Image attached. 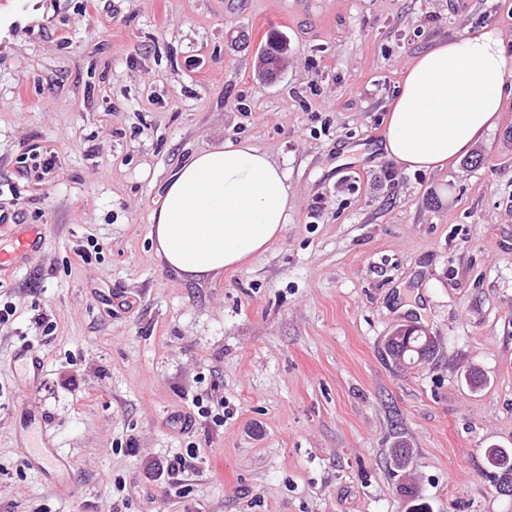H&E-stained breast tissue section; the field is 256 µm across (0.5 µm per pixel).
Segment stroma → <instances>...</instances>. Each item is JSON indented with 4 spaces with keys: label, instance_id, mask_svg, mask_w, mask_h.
I'll return each instance as SVG.
<instances>
[{
    "label": "stroma",
    "instance_id": "35a3bbf8",
    "mask_svg": "<svg viewBox=\"0 0 512 512\" xmlns=\"http://www.w3.org/2000/svg\"><path fill=\"white\" fill-rule=\"evenodd\" d=\"M510 27L512 0H0V208L48 230L0 272V512H512L486 456L512 448V41L481 164L381 149L417 55ZM241 138L286 172L288 222L244 267L177 276L149 238L160 189ZM33 142L51 185L21 165ZM401 323L432 361L386 364ZM24 344L34 390L10 373ZM30 407L67 472L31 468ZM39 149L38 144H32L29 146L28 153H30L31 160L34 161L32 168L37 173V178L45 180L56 171L57 156L53 152H43ZM13 362L19 369L26 371L25 382L29 387L32 388L38 384L42 367L41 362L35 355L32 347L29 345H22L18 350H16Z\"/></svg>",
    "mask_w": 512,
    "mask_h": 512
}]
</instances>
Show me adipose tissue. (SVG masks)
<instances>
[{
    "mask_svg": "<svg viewBox=\"0 0 512 512\" xmlns=\"http://www.w3.org/2000/svg\"><path fill=\"white\" fill-rule=\"evenodd\" d=\"M500 32L442 43L413 59L385 118L386 156L433 172L468 155L498 121L507 87ZM288 177L249 140L193 155L166 181L150 215L160 262L180 276L219 275L266 251L288 220Z\"/></svg>",
    "mask_w": 512,
    "mask_h": 512,
    "instance_id": "adipose-tissue-1",
    "label": "adipose tissue"
}]
</instances>
